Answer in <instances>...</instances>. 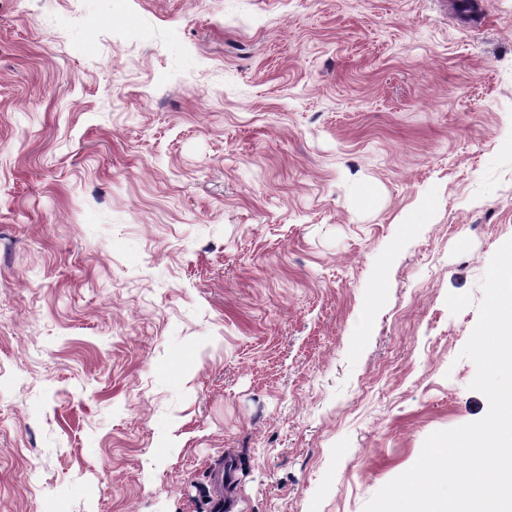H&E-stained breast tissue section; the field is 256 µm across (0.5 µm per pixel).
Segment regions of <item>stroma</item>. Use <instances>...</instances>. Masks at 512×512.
<instances>
[{"mask_svg":"<svg viewBox=\"0 0 512 512\" xmlns=\"http://www.w3.org/2000/svg\"><path fill=\"white\" fill-rule=\"evenodd\" d=\"M506 143L512 0H0V512H363L488 411Z\"/></svg>","mask_w":512,"mask_h":512,"instance_id":"35a3bbf8","label":"stroma"}]
</instances>
